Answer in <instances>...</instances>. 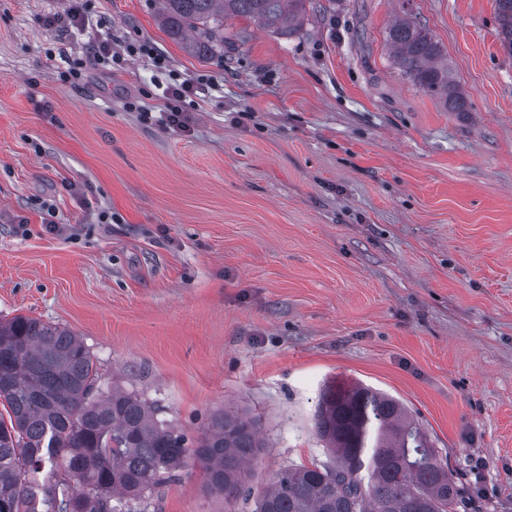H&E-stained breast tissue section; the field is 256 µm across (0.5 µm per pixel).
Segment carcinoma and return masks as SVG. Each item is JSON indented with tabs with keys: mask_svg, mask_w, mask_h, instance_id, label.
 Masks as SVG:
<instances>
[{
	"mask_svg": "<svg viewBox=\"0 0 512 512\" xmlns=\"http://www.w3.org/2000/svg\"><path fill=\"white\" fill-rule=\"evenodd\" d=\"M167 35L201 59L224 58V19L242 16L276 34L300 25L311 0H160ZM512 55V0H496ZM387 42L402 72L453 111L466 97L442 48L407 13ZM0 512H147L165 479L196 463L205 490L252 501L251 512H461L454 475L397 398L360 383L329 386L314 415L328 459L288 465L265 488L249 485L264 448L257 424L214 412L190 439L139 394L102 380L82 340L27 316L0 321ZM62 465L65 478L43 474Z\"/></svg>",
	"mask_w": 512,
	"mask_h": 512,
	"instance_id": "carcinoma-1",
	"label": "carcinoma"
}]
</instances>
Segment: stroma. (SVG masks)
Returning a JSON list of instances; mask_svg holds the SVG:
<instances>
[{"instance_id": "35a3bbf8", "label": "stroma", "mask_w": 512, "mask_h": 512, "mask_svg": "<svg viewBox=\"0 0 512 512\" xmlns=\"http://www.w3.org/2000/svg\"><path fill=\"white\" fill-rule=\"evenodd\" d=\"M279 35L225 20L223 59L187 55L157 0H0V320L76 334L105 380L201 435L248 414L253 486L324 460L321 390L400 399L469 512H512V55L495 0H312ZM415 15L467 97L403 75L386 36ZM144 43L223 82L180 135L125 103L140 61L59 81L87 44ZM119 216L98 221L100 212ZM148 512H249L191 467ZM73 2L68 10L63 14H57L48 20L50 26H57L60 28L75 27L78 29H84L89 25L88 18L80 6L81 1L72 0Z\"/></svg>"}]
</instances>
